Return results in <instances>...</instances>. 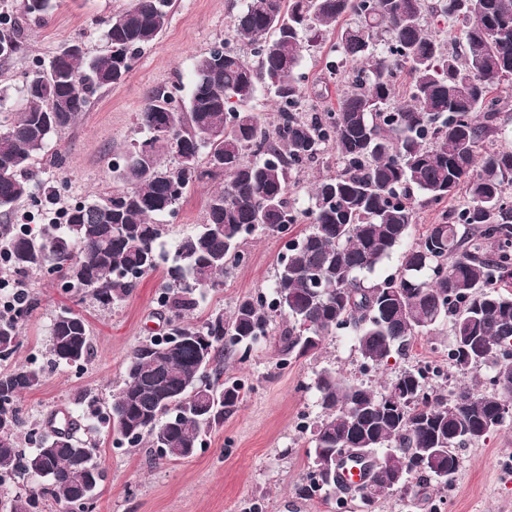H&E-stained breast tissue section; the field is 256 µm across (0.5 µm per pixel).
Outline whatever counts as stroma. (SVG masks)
Returning a JSON list of instances; mask_svg holds the SVG:
<instances>
[{"mask_svg":"<svg viewBox=\"0 0 512 512\" xmlns=\"http://www.w3.org/2000/svg\"><path fill=\"white\" fill-rule=\"evenodd\" d=\"M129 4L60 0L46 21L38 23L25 17L21 0H0V15L19 23L25 36L23 55L0 61V92L5 95L0 122H8L22 107L20 88L35 61L48 60L72 40L82 41L88 54L103 53L108 47L105 20ZM243 5L244 0H172L166 30L139 56L126 80L97 92L88 112L51 142V151L61 153L63 163L43 165L40 177L44 185L61 186L62 204L116 187L113 156L139 139L137 115L152 92L174 88L179 98H187L195 56L230 40V20ZM332 42V35H325L322 49L312 50L302 63L307 93L324 91L322 103L327 107L335 105L344 81L327 67L325 49ZM212 188L204 182L186 193L168 220L166 244L202 222ZM285 242L282 235L255 233L247 244L246 261L225 277L223 288L209 294L195 320L219 310L232 312L241 299L270 292ZM28 283L35 310L23 322V356L40 357L51 318L64 305L89 321L93 353L83 368L60 367L46 374L37 389L22 396L24 415L43 420L61 410L75 411L74 400L83 393L96 396L99 406L110 404L132 352L159 324L154 311L160 273L142 277L125 301L105 311L91 300L64 293L51 275L30 277ZM282 328V321H275L247 360L225 355V376L244 379L249 391L238 411L208 435L192 458L162 464L150 448H117L111 437L92 435L89 426H82L80 436L92 435L98 442L97 457L105 474L93 512H328L296 491L309 465L310 433L300 423L316 422L322 415L317 373L332 368L347 380L379 390L401 370L443 362L453 342L448 323H441L416 336L407 355L374 369L365 366L353 337L340 331L324 336L314 355L282 368L276 358ZM493 374L489 365L476 374L451 366L446 378L428 389L449 399L473 386L492 396ZM458 455L460 468L448 487L420 480L425 504L411 508L394 494L380 500L376 512H512V420L485 440L461 448Z\"/></svg>","mask_w":512,"mask_h":512,"instance_id":"1","label":"stroma"}]
</instances>
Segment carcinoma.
<instances>
[{
  "label": "carcinoma",
  "instance_id": "obj_1",
  "mask_svg": "<svg viewBox=\"0 0 512 512\" xmlns=\"http://www.w3.org/2000/svg\"><path fill=\"white\" fill-rule=\"evenodd\" d=\"M171 0H132L106 21L110 49L88 57L61 47L40 62L24 86L25 107L0 124V211L35 198L39 157L54 165L51 139L88 110L101 89L123 83L133 62L167 28ZM54 0H23L40 19ZM346 17L353 22L342 25ZM442 17L460 33L453 42L429 28ZM231 36L251 56L212 47L195 58L188 105L158 90L137 115L142 140L130 144L112 172L123 187L76 202L60 221L0 224V272H47L64 290L110 309L136 281L165 263L157 314L164 332L132 353L123 383L98 429L119 444L147 441L161 461L193 457L247 394L245 382L224 378L222 358L250 349L285 319L278 364L314 353L324 336L350 331L366 365L404 354L412 339L447 321L455 339L448 363L470 372L512 347V149L503 134L504 99L492 90L512 81V0H245L230 21ZM334 34L329 69L358 64L334 108L306 106L298 74L311 38ZM21 27L0 21V45L21 51ZM277 112L266 123L250 106L259 92ZM169 138H159L161 123ZM224 158L217 166L213 159ZM324 166L311 206L289 197L290 174ZM221 180L204 204L197 230L164 250L168 225L198 183ZM438 211L419 240L405 242L417 208ZM309 229L290 239L277 261L272 299L240 300L229 318L213 312L199 323L186 315L244 258L248 237ZM396 274L367 275L395 252ZM34 300L0 312V478L31 476L35 484L8 500V512H92L104 471L80 465L96 442L76 436L69 414L29 422L20 398L42 383L45 368L17 362L20 321ZM91 356L84 316L61 307L50 324L43 358L52 367L80 368ZM429 367L404 370L380 392L351 383L336 370L317 373L323 416L311 427L312 447L299 495L340 509L347 498L361 512L395 491L390 465L404 472L403 493L417 476L452 481L458 448L479 442L512 415V387L488 397L473 388L447 400L426 388ZM32 445L30 452L21 442ZM365 448L364 476L378 487L361 492L317 487L323 466L336 473V449Z\"/></svg>",
  "mask_w": 512,
  "mask_h": 512
}]
</instances>
